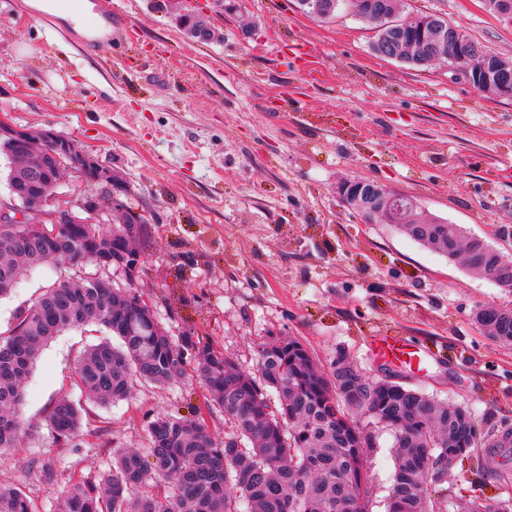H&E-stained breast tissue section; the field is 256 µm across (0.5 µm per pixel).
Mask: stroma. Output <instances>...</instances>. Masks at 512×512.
<instances>
[{"instance_id": "35a3bbf8", "label": "stroma", "mask_w": 512, "mask_h": 512, "mask_svg": "<svg viewBox=\"0 0 512 512\" xmlns=\"http://www.w3.org/2000/svg\"><path fill=\"white\" fill-rule=\"evenodd\" d=\"M111 39L87 42L25 0H0V119L21 131L75 140L120 179L101 194L78 173L44 212L80 211L111 224L113 200L143 216L140 272L102 275L138 291L173 334L208 338L245 369L272 336L298 337L322 369L337 357L370 378L387 365L372 347L397 335L428 354L402 385L467 407L485 431H512V345L493 342L474 314L512 308V290L469 273L385 224H366L336 193L344 180L378 182L467 235L512 252V99L482 96L458 70L379 57L375 32L348 12L322 21L297 0H110ZM192 10L214 37L176 21ZM442 16L486 49L512 57V26L482 0H405L402 17ZM135 30L115 41L121 28ZM305 44L317 71L292 48ZM72 266L25 271L0 299V333ZM69 329L44 349L24 385L28 433L0 455V485L20 487L36 512H56L71 484H101L119 448H146L160 413L204 405L197 378L142 385L132 401L84 404L83 434L56 441L55 401L79 399L76 364L104 337ZM368 475L384 512L393 436L380 432ZM477 459L443 480L463 506L504 490ZM54 472L46 483L43 467Z\"/></svg>"}]
</instances>
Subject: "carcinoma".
<instances>
[{
	"label": "carcinoma",
	"mask_w": 512,
	"mask_h": 512,
	"mask_svg": "<svg viewBox=\"0 0 512 512\" xmlns=\"http://www.w3.org/2000/svg\"><path fill=\"white\" fill-rule=\"evenodd\" d=\"M303 11L321 20L345 9L371 24L374 41L392 33L398 59L416 67L433 64L483 67L496 54L460 30L469 51L437 53L439 27L451 23L426 14L396 21L401 0H299ZM41 133L31 131L12 143L0 139L8 160L7 185L28 203V228L0 223V298L8 296L28 269L68 262L82 267L132 252L133 225L143 218L125 212L123 223L104 228L83 218L57 229L34 224L38 202L50 195L69 161H55V173L36 178L44 157ZM417 211L392 218L404 235L469 271L492 276L512 289V261L458 224H414ZM477 322L496 342L512 344V309L486 307ZM95 323L109 338L90 346L78 363L77 384L99 405L127 400L136 386L178 383L193 370L210 402L224 412L230 433L215 439L201 408L191 415L157 416L148 425L149 448H120L112 471L97 486L79 481L58 503V512H339L342 500L369 484L365 451L375 447L372 430L394 437L395 469L385 512H443L448 496L425 471L428 457L451 465L470 457L480 443L511 448L512 434L483 432L471 412L421 390L388 379L372 380L339 358L330 374L319 369L303 344L292 336H272L258 347L257 370H243L231 357L191 333L174 336L140 295L112 287L96 275L60 281L20 311L0 336V454L17 447L26 434L20 415L23 386L42 349L60 332ZM57 440L71 441L82 424V405L58 399L49 416ZM0 512H33L18 487H0Z\"/></svg>",
	"instance_id": "obj_1"
}]
</instances>
